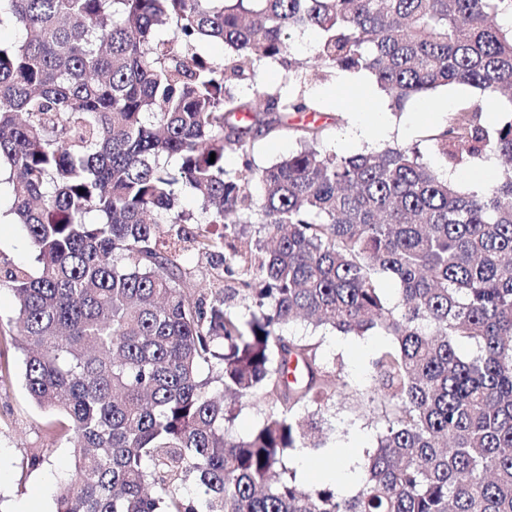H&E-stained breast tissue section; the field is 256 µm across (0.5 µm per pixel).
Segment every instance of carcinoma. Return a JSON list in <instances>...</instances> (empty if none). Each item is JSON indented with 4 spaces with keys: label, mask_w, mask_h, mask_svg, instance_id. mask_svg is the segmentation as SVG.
Returning <instances> with one entry per match:
<instances>
[{
    "label": "carcinoma",
    "mask_w": 512,
    "mask_h": 512,
    "mask_svg": "<svg viewBox=\"0 0 512 512\" xmlns=\"http://www.w3.org/2000/svg\"><path fill=\"white\" fill-rule=\"evenodd\" d=\"M500 14L512 0H0V27L21 34L0 43V171L32 248L0 286L29 396L76 436L56 512H512V168L461 194L414 147L319 149L327 124L284 121L317 112L301 92L232 91L263 61L301 83L366 72L398 110L467 85L483 99L429 140L452 164L512 165V119L481 120L512 100ZM307 28L310 63L287 43ZM289 131L299 147L257 167L253 141ZM189 251L231 293L196 295ZM298 319L386 338L373 369L389 412L351 497L285 464L323 433L335 385L318 345L286 334ZM259 395L262 421L235 433ZM191 477L202 495L185 498Z\"/></svg>",
    "instance_id": "1"
}]
</instances>
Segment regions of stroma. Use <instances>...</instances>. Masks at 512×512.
Returning <instances> with one entry per match:
<instances>
[{
	"instance_id": "obj_1",
	"label": "stroma",
	"mask_w": 512,
	"mask_h": 512,
	"mask_svg": "<svg viewBox=\"0 0 512 512\" xmlns=\"http://www.w3.org/2000/svg\"><path fill=\"white\" fill-rule=\"evenodd\" d=\"M301 89L333 118L321 149L348 156L376 152L395 142L418 148L425 161L460 193L482 194L493 188V181L480 180L479 162L448 164L428 139L430 130L445 124L451 111L479 100L475 89L454 84L431 92L429 97L410 99L400 112L386 108L383 116L388 132L376 141L353 135L357 125L374 122L377 106L386 101L376 85L364 86L357 76L336 72L326 79L306 82ZM429 98L447 100V110L421 113ZM30 259L31 247L22 226L4 214L0 217V267L23 265ZM17 309L12 290L0 288V369L6 372L5 379L0 380V512H55L56 496L73 469V448L66 439L51 441L47 425L57 415L38 407L24 387L23 355L12 339ZM289 333L318 341L321 361L337 377L335 393L324 408L330 426L324 447L298 448L289 456L323 467L329 452L353 455L351 473L338 485L341 494L352 495L361 486L367 454L384 421L381 396L373 389L372 361L385 339L343 336L303 322L292 324Z\"/></svg>"
}]
</instances>
